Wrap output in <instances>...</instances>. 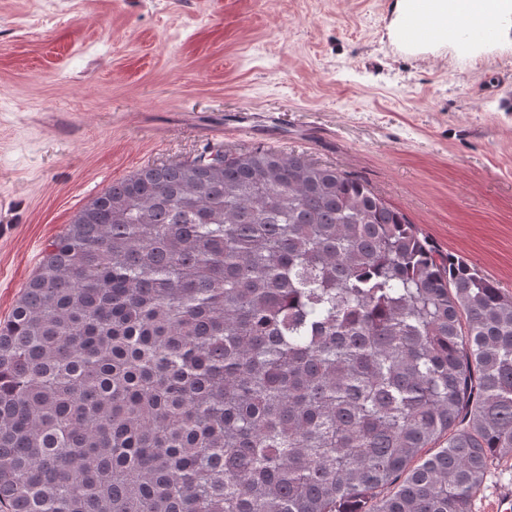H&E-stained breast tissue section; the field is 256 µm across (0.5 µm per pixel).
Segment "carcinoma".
Segmentation results:
<instances>
[{
  "label": "carcinoma",
  "instance_id": "obj_1",
  "mask_svg": "<svg viewBox=\"0 0 512 512\" xmlns=\"http://www.w3.org/2000/svg\"><path fill=\"white\" fill-rule=\"evenodd\" d=\"M506 456L512 292L299 154L113 182L0 324V512H472Z\"/></svg>",
  "mask_w": 512,
  "mask_h": 512
}]
</instances>
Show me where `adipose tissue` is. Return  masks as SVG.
<instances>
[{
	"label": "adipose tissue",
	"mask_w": 512,
	"mask_h": 512,
	"mask_svg": "<svg viewBox=\"0 0 512 512\" xmlns=\"http://www.w3.org/2000/svg\"><path fill=\"white\" fill-rule=\"evenodd\" d=\"M398 10L413 34L444 42L459 23L477 30L512 17V0H399Z\"/></svg>",
	"instance_id": "obj_1"
}]
</instances>
